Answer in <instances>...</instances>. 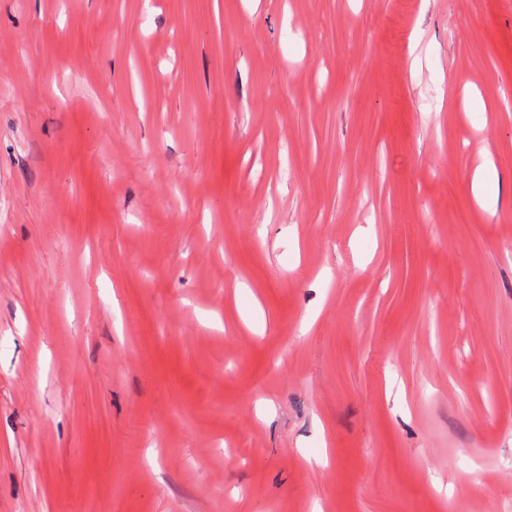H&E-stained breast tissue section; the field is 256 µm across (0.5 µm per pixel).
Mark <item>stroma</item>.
<instances>
[{
    "mask_svg": "<svg viewBox=\"0 0 512 512\" xmlns=\"http://www.w3.org/2000/svg\"><path fill=\"white\" fill-rule=\"evenodd\" d=\"M511 237L512 0H0V512H512Z\"/></svg>",
    "mask_w": 512,
    "mask_h": 512,
    "instance_id": "obj_1",
    "label": "stroma"
}]
</instances>
